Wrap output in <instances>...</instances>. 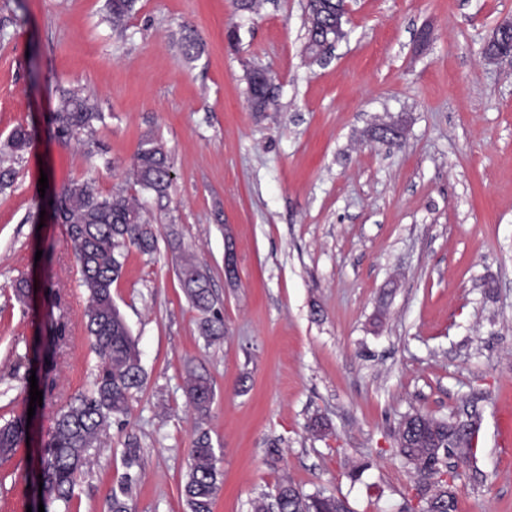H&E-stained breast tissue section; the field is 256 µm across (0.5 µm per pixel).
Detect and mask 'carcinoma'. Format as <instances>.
<instances>
[{
	"label": "carcinoma",
	"mask_w": 512,
	"mask_h": 512,
	"mask_svg": "<svg viewBox=\"0 0 512 512\" xmlns=\"http://www.w3.org/2000/svg\"><path fill=\"white\" fill-rule=\"evenodd\" d=\"M135 0H107L112 27H122L129 18ZM184 58L199 55V43L192 30L181 37ZM247 92L255 110L264 111L275 105L268 87L252 78ZM105 115L92 96L80 88L64 89L52 115L55 132L63 139L79 138L104 123ZM31 134L16 128L4 145L6 153L25 151ZM133 185L140 191L167 194L172 184V168L164 145L152 136L144 137L132 162ZM57 209L66 224L82 285L89 294L84 312V325L91 349L97 359V373L90 388L60 403L55 426L49 439L38 449L39 465L33 474V485H42L45 512L62 503L69 507L77 477L90 462V451L97 447L112 423L127 415L129 399L142 388L145 373L140 352L119 310L112 301V286L121 274L123 251L134 246L143 253L157 249V236L145 217L143 207L123 191L101 195L86 182H72L59 195ZM184 293L199 313L202 334L209 339L224 336V315L214 297L208 275L187 261L181 266ZM189 404L197 415V435L182 485L188 512H213V505L224 482L223 471L208 431L204 428L213 400V389L207 378L193 375L187 386ZM457 417L436 418L416 412L399 422L398 454L405 465L414 470L416 491L424 498L428 512H456L459 486L465 474L455 470L450 482L442 475L448 471V459L476 462L477 448L465 434L454 431ZM27 413L0 424V455L8 457L26 438ZM134 478L125 474L119 490L107 497V512H131L129 498ZM279 512H351L342 497L320 491L306 493L288 480L280 481L272 494H263L253 502V512H268L269 503Z\"/></svg>",
	"instance_id": "obj_1"
}]
</instances>
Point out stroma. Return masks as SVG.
<instances>
[{
  "label": "stroma",
  "instance_id": "stroma-1",
  "mask_svg": "<svg viewBox=\"0 0 512 512\" xmlns=\"http://www.w3.org/2000/svg\"><path fill=\"white\" fill-rule=\"evenodd\" d=\"M305 14L306 0H256L249 11L233 0H137L116 29L106 0H0V146L16 127L32 134L7 159L15 178L0 191V418L25 409L16 362L58 319L71 338L53 356L40 436L57 400L96 373L87 291L49 212L55 194L74 181L104 195L128 188L148 133L174 172L167 197L138 196L157 251H125L112 287L145 383L78 478L71 512H104L127 473L134 512H187L193 372L214 392L206 428L224 485L213 512H251L284 479L346 497L352 512H398L416 481L396 454L401 418L472 409L478 456L457 512H512V451L497 445L498 416L512 408V63L481 53L512 19V0H355L323 66L303 51ZM188 29L200 42L191 62L179 49ZM253 67L270 72L276 109L252 110ZM73 87L105 114L91 138L104 154L49 124ZM381 121L401 127L400 145L371 138ZM173 238L210 277L223 339L200 333ZM21 278L36 289L28 306L13 295ZM27 453L22 443L0 459V512L33 502Z\"/></svg>",
  "mask_w": 512,
  "mask_h": 512
}]
</instances>
